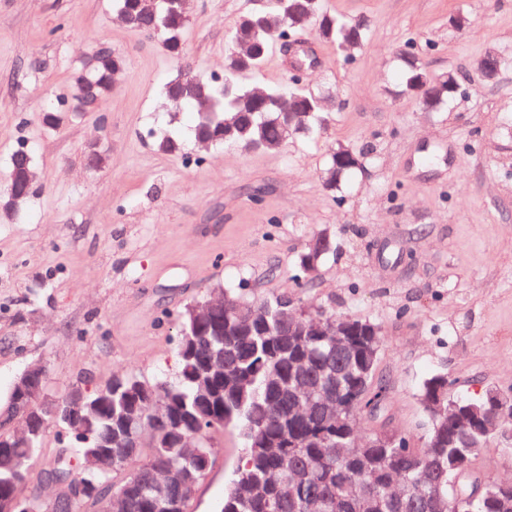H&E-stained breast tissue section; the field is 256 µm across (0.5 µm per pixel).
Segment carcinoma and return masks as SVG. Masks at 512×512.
I'll use <instances>...</instances> for the list:
<instances>
[{
	"label": "carcinoma",
	"instance_id": "carcinoma-1",
	"mask_svg": "<svg viewBox=\"0 0 512 512\" xmlns=\"http://www.w3.org/2000/svg\"><path fill=\"white\" fill-rule=\"evenodd\" d=\"M290 2L296 8L289 16L273 3L261 25L238 22L224 72L232 85L212 76L190 84L182 74L166 84V96L183 97V106L195 112V136L215 135L217 144L276 152L285 145L281 124L292 121L294 137L327 120L326 97L308 89L302 74L261 98L239 81L265 61L273 45L304 30H316L346 58L368 37L365 23L323 10L320 0ZM115 6L134 16L128 28L152 37L150 20L138 14L133 0H115ZM186 24L180 15L172 17L158 36L166 49L182 44ZM398 62L394 95L416 98L427 112L444 110L460 95L461 77L429 72L414 51L401 52ZM125 67V58L100 47L73 73L72 93L86 92L89 109H101L113 74ZM365 156L337 147L325 170L326 186L342 189ZM16 190L0 198L7 216L19 212L35 187L20 181ZM330 250L309 245L300 262L318 265ZM231 302L237 304L235 311L206 320L192 319L187 308L179 313L173 377L114 374L103 389L72 388L82 399L89 440L62 449L64 460L54 457L48 471L71 473L95 487L97 495L74 502L69 512H99L100 501L111 494L118 495L112 502L115 512H189V493L213 465V440L227 430L242 440L244 456L225 487L220 512H359L362 501L371 504L367 512H512L510 483L463 505L448 495V470L471 449L487 446L488 439L460 415L434 412L437 392L450 385L447 378L434 375L422 385L420 404L428 420L422 443L397 433L390 444L377 440L374 431L360 442L355 429L362 418H377L368 397L379 391L374 380L380 344L346 336L347 349L338 354L324 336L288 335L284 297L240 294ZM296 374L335 397L350 428L330 424L322 404L307 419L295 414L296 385L290 378ZM152 397L182 416L185 430L196 434V447H182L177 437L150 421L144 437L126 435L128 416L142 411ZM53 425L46 418L41 431L25 441L0 431V450L12 460L8 468L0 466L1 498L28 478Z\"/></svg>",
	"mask_w": 512,
	"mask_h": 512
}]
</instances>
